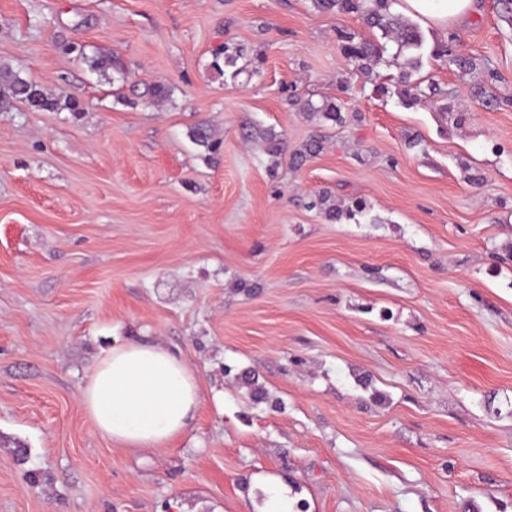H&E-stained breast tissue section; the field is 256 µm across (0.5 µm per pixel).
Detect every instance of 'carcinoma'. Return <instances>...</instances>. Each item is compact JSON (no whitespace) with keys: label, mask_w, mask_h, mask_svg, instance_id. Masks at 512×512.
<instances>
[{"label":"carcinoma","mask_w":512,"mask_h":512,"mask_svg":"<svg viewBox=\"0 0 512 512\" xmlns=\"http://www.w3.org/2000/svg\"><path fill=\"white\" fill-rule=\"evenodd\" d=\"M311 2L313 7L321 13L354 14L368 28L380 32L378 37L364 39L353 33L341 31L338 33L341 50L357 72L369 74L375 67L382 64L395 68L396 73L389 77L394 91H389L385 86L377 87L376 91L383 95L393 93L403 105H414L426 94L431 97L444 95L437 83L420 75L426 58L442 66L449 64L460 69H476L474 61L452 51L454 36L451 34L448 35V41L437 42L431 48H426L419 25L412 19L393 12L392 7L397 0H311ZM391 44L396 47L393 53L389 52ZM241 56V48L226 45L215 53L214 67L221 75L225 74V69H232L231 76L235 78L241 73V69L236 67ZM0 87L8 89L12 98L37 111L53 110L57 107L56 101L47 97L35 81L20 76L19 72L7 66H0ZM301 111L334 123L342 122L341 106L331 98H325L319 103L307 99L302 103ZM190 138L210 156L217 154L222 144L221 139L206 123L193 127ZM310 207L319 209L330 219L336 220L342 215V211L325 194L317 195Z\"/></svg>","instance_id":"cac0c4a2"}]
</instances>
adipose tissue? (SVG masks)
<instances>
[{"label":"adipose tissue","mask_w":512,"mask_h":512,"mask_svg":"<svg viewBox=\"0 0 512 512\" xmlns=\"http://www.w3.org/2000/svg\"><path fill=\"white\" fill-rule=\"evenodd\" d=\"M401 11L447 33L476 0H400ZM96 433L129 448H160L190 426L201 401L198 382L181 358L152 342L112 346L81 390Z\"/></svg>","instance_id":"adipose-tissue-1"}]
</instances>
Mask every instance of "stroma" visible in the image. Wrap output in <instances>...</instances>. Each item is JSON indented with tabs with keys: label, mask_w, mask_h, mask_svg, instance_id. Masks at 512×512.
<instances>
[{
	"label": "stroma",
	"mask_w": 512,
	"mask_h": 512,
	"mask_svg": "<svg viewBox=\"0 0 512 512\" xmlns=\"http://www.w3.org/2000/svg\"><path fill=\"white\" fill-rule=\"evenodd\" d=\"M340 29L375 35L311 0H0V65L58 102L0 91V512H259V478L292 512H512V14L478 0L454 31L499 106L424 64L459 126L375 94L389 68L355 72ZM325 97L343 124L300 111ZM267 129L323 149L273 160ZM323 191L366 209L328 219ZM146 340L201 403L128 448L80 394ZM191 140L199 147H202L209 156L219 152L222 141L217 137L212 128L206 123H200L190 131Z\"/></svg>",
	"instance_id": "35a3bbf8"
}]
</instances>
